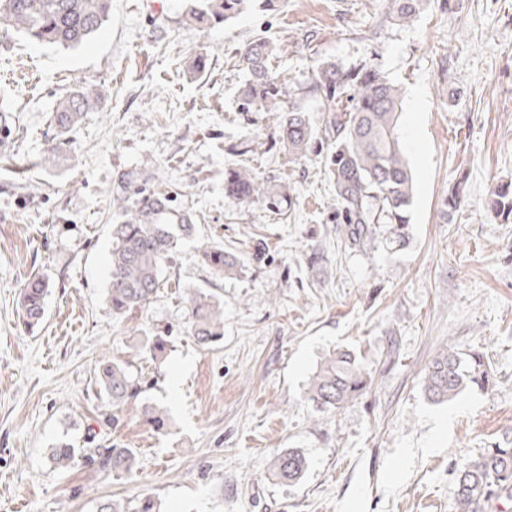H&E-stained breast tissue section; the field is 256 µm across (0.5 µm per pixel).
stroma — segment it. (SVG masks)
Segmentation results:
<instances>
[{"label":"stroma","mask_w":512,"mask_h":512,"mask_svg":"<svg viewBox=\"0 0 512 512\" xmlns=\"http://www.w3.org/2000/svg\"><path fill=\"white\" fill-rule=\"evenodd\" d=\"M190 2L111 0L104 27L76 48L0 27V113L12 130L0 145V512H96L101 500L146 494L163 512H449L454 466L512 439V223L490 209L512 183V0H428L405 24L386 0H252L207 28L186 21ZM259 37L279 46L271 67L311 120L321 63H370L402 87L415 181L406 246L341 244L325 154L292 160L275 113L241 111L238 60ZM81 87L97 103L57 141L56 104ZM243 141L245 159L233 152ZM57 144L59 165L43 168ZM244 161L291 205L275 213L226 196L225 169ZM155 189L190 214L197 236L157 297L116 319L105 302L111 226L126 214L113 200ZM202 240L236 257L237 274L213 277ZM35 274L50 293L30 331L17 302ZM195 291L224 306L215 346L186 334ZM158 333L171 340L165 360L137 371L169 429L146 424L137 402L102 427L99 367ZM451 346L486 354L495 381L435 403L425 376ZM343 348L370 383L318 411L307 384ZM93 430L135 451L132 475L53 469L50 448L87 447ZM289 448L309 461L291 488L270 475Z\"/></svg>","instance_id":"1"}]
</instances>
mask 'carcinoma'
Here are the masks:
<instances>
[{"mask_svg":"<svg viewBox=\"0 0 512 512\" xmlns=\"http://www.w3.org/2000/svg\"><path fill=\"white\" fill-rule=\"evenodd\" d=\"M110 0H0V26L39 43L67 48L81 45L97 33L108 17ZM249 0H196L190 8V21L200 26L222 23L241 14ZM395 19L406 21L424 0H388ZM278 47L259 39L242 53V64L249 73L240 96L246 112H281L280 143L288 155L300 160L317 151L318 139L335 144L329 162L336 192V223L343 225L345 243L360 248L379 236L405 245L414 196V179L406 159L400 132L403 93L373 65L344 70L333 63L322 64L314 73L311 89L320 96L319 126L311 124L305 110L284 106L285 91L270 68ZM94 94L74 90L58 103L56 134L63 138L89 111ZM224 193L240 202H262L281 208L282 199L269 193L245 166L224 174ZM158 194L143 195L130 218L112 225L109 286L106 305L120 318L140 308L157 294L163 268L172 263L177 247L196 233L185 211L155 202ZM494 214L512 221V192L499 191L492 197ZM202 263L216 278L235 274L237 261L224 255V247L203 244ZM49 282L35 275L20 296V317L27 328L38 325L45 314ZM187 334L201 346L224 336V309L211 294L193 292L187 298ZM170 347L166 336L157 334L121 360L99 368L98 384L108 407L121 410L142 394V382L135 365L145 357L165 358ZM492 380V369L481 351L461 352L449 347L440 352L428 368L425 390L435 402L453 400L470 385L483 387ZM367 373L354 354L333 352L323 358L312 376L307 396L317 408L336 410L360 395L367 387ZM141 414L154 430L168 428L166 409L145 402ZM75 448L60 443L50 449L53 468L69 470L75 464ZM83 462L114 478L130 474L137 465L136 454L115 444L85 448ZM307 468L304 454L290 448L272 462L273 478L292 486ZM456 493L450 512H509L512 509V440L494 442L480 454L464 458L456 469ZM96 512H162L152 496L135 502L114 499L101 501Z\"/></svg>","mask_w":512,"mask_h":512,"instance_id":"1","label":"carcinoma"}]
</instances>
